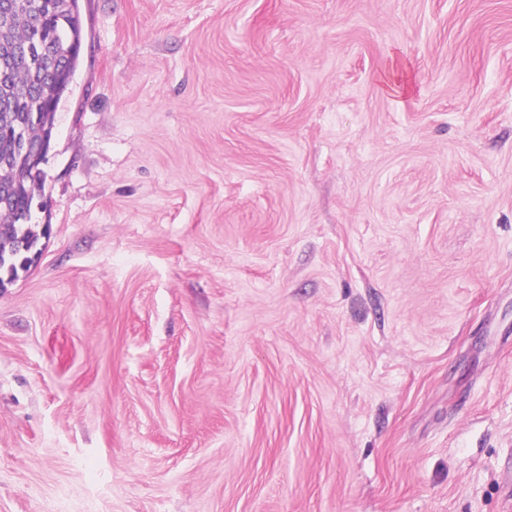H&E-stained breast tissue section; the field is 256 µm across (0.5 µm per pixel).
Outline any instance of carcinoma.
<instances>
[{"label":"carcinoma","instance_id":"cac0c4a2","mask_svg":"<svg viewBox=\"0 0 512 512\" xmlns=\"http://www.w3.org/2000/svg\"><path fill=\"white\" fill-rule=\"evenodd\" d=\"M83 32L79 12L72 0H0V58L10 57L8 72L0 70V288L29 268L27 258L39 249L42 235L35 230L33 213L41 195L43 172L32 165L14 140L13 132L24 129L30 143L40 140L61 98L58 74L78 62Z\"/></svg>","mask_w":512,"mask_h":512}]
</instances>
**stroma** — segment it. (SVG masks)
I'll return each mask as SVG.
<instances>
[{
  "label": "stroma",
  "instance_id": "stroma-1",
  "mask_svg": "<svg viewBox=\"0 0 512 512\" xmlns=\"http://www.w3.org/2000/svg\"><path fill=\"white\" fill-rule=\"evenodd\" d=\"M79 10L0 512H512V0Z\"/></svg>",
  "mask_w": 512,
  "mask_h": 512
}]
</instances>
